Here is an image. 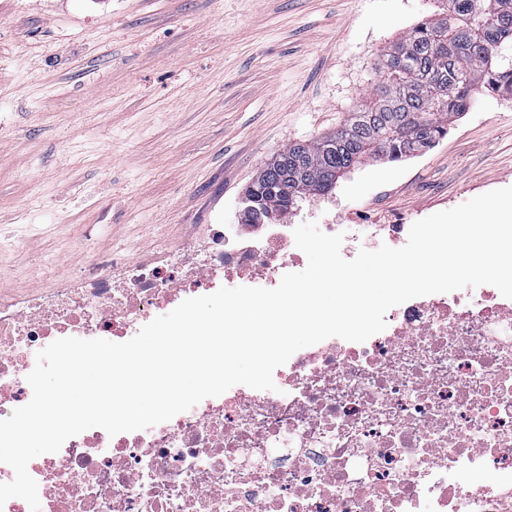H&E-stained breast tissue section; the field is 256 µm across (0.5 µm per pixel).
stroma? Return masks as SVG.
I'll return each instance as SVG.
<instances>
[{"label":"stroma","instance_id":"1","mask_svg":"<svg viewBox=\"0 0 512 512\" xmlns=\"http://www.w3.org/2000/svg\"><path fill=\"white\" fill-rule=\"evenodd\" d=\"M442 0H0V297L97 254L154 260L232 224L288 144L354 111L385 46ZM512 186V110L481 90L417 156L359 167L294 224L416 222Z\"/></svg>","mask_w":512,"mask_h":512}]
</instances>
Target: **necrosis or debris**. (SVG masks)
Instances as JSON below:
<instances>
[{"label": "necrosis or debris", "mask_w": 512, "mask_h": 512, "mask_svg": "<svg viewBox=\"0 0 512 512\" xmlns=\"http://www.w3.org/2000/svg\"><path fill=\"white\" fill-rule=\"evenodd\" d=\"M321 229L343 234L347 259L409 233L399 218ZM293 230L210 224L153 261L91 255L51 290L0 300V415L31 399V359L56 339L124 342L218 283L276 287L303 263ZM28 471L40 512H512V299L487 285L409 300L365 342L295 353L276 390L235 387L157 428H91Z\"/></svg>", "instance_id": "necrosis-or-debris-1"}]
</instances>
